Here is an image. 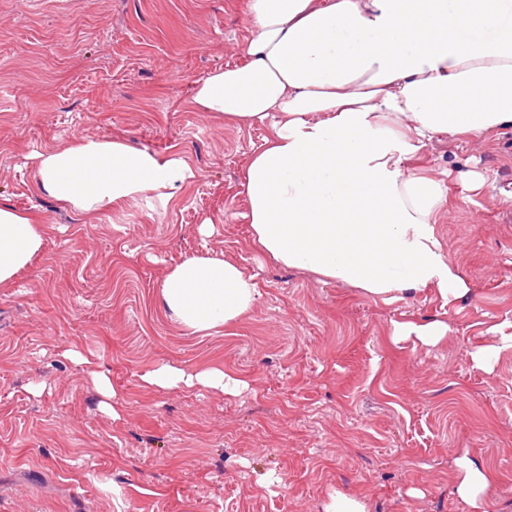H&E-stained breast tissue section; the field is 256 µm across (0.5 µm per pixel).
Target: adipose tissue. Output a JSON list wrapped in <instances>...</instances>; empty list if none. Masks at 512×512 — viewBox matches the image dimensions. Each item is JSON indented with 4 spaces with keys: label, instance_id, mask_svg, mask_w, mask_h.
Returning a JSON list of instances; mask_svg holds the SVG:
<instances>
[{
    "label": "adipose tissue",
    "instance_id": "adipose-tissue-1",
    "mask_svg": "<svg viewBox=\"0 0 512 512\" xmlns=\"http://www.w3.org/2000/svg\"><path fill=\"white\" fill-rule=\"evenodd\" d=\"M502 0H249L243 64L196 82V111L268 125L250 157L246 218L277 263L383 299L432 288L445 303L467 291L438 236L442 179L410 174L432 136L512 126V24ZM38 188L87 214L147 196L168 201L196 172L177 153L82 138L38 154ZM44 245L41 225L0 204V287ZM257 287L235 262L205 252L161 287L164 309L189 334L248 313ZM159 389L235 394L218 367L168 365L142 376Z\"/></svg>",
    "mask_w": 512,
    "mask_h": 512
}]
</instances>
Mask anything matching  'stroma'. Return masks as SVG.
I'll return each mask as SVG.
<instances>
[{"label":"stroma","instance_id":"stroma-1","mask_svg":"<svg viewBox=\"0 0 512 512\" xmlns=\"http://www.w3.org/2000/svg\"><path fill=\"white\" fill-rule=\"evenodd\" d=\"M248 0H0V203L45 245L0 288V512H323L332 491L368 512H512V350L471 356L512 323V127L440 134L410 164L446 177L437 230L469 292L394 302L268 259L242 187L268 127L195 111L194 84L241 62ZM83 137L181 154L196 179L168 202L83 215L39 191L37 155ZM472 170L488 176L471 195ZM209 233H201L202 224ZM213 251L252 275L238 322L184 333L161 305L169 271ZM441 322L436 345L398 323ZM116 396L105 409L85 366ZM216 366L243 386L161 390V365ZM119 494L104 489L105 481ZM512 349V334H503L500 345L489 346L472 354L473 368L487 371L493 360H496L504 350Z\"/></svg>","mask_w":512,"mask_h":512}]
</instances>
